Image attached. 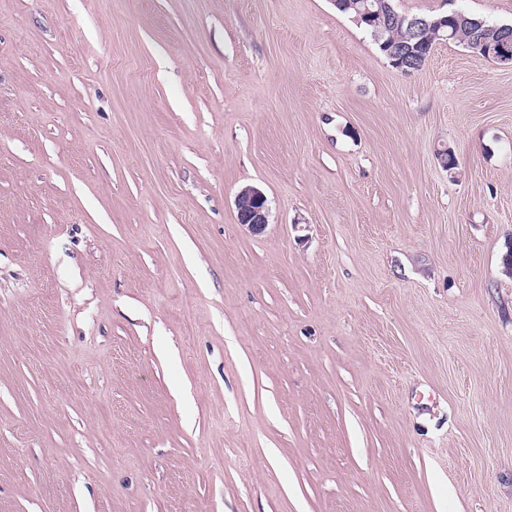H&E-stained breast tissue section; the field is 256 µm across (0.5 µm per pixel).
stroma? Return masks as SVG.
<instances>
[{
  "mask_svg": "<svg viewBox=\"0 0 512 512\" xmlns=\"http://www.w3.org/2000/svg\"><path fill=\"white\" fill-rule=\"evenodd\" d=\"M511 244L512 67L403 74L332 0H0V512H512ZM238 224L252 234H261L268 225L267 198L256 187L242 189L235 198Z\"/></svg>",
  "mask_w": 512,
  "mask_h": 512,
  "instance_id": "stroma-1",
  "label": "stroma"
}]
</instances>
